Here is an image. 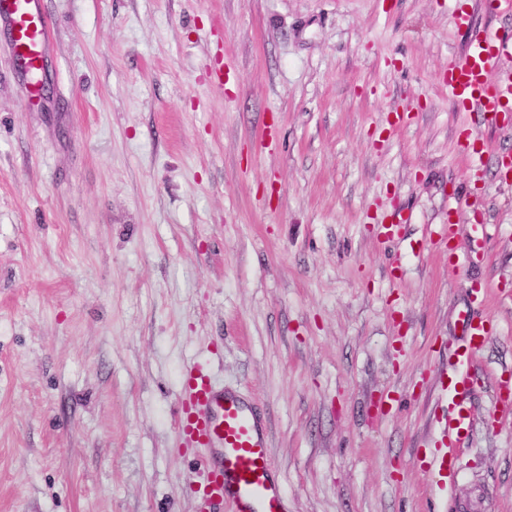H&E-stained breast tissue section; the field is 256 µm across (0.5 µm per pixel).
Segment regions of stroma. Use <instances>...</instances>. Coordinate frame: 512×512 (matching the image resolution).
I'll use <instances>...</instances> for the list:
<instances>
[{"mask_svg": "<svg viewBox=\"0 0 512 512\" xmlns=\"http://www.w3.org/2000/svg\"><path fill=\"white\" fill-rule=\"evenodd\" d=\"M493 0H48L40 108L0 35V512H195L204 364L269 433L288 512H512V112L481 209L439 83ZM222 65L223 89L209 85ZM410 216L386 236L382 218ZM496 333L452 487L430 464L471 289ZM461 202L462 199L456 193L448 194V224H441L439 230L433 231L430 236V242L438 252H445L447 243L452 238L453 224L450 218Z\"/></svg>", "mask_w": 512, "mask_h": 512, "instance_id": "35a3bbf8", "label": "stroma"}]
</instances>
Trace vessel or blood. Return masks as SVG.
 I'll return each instance as SVG.
<instances>
[{
	"label": "vessel or blood",
	"mask_w": 512,
	"mask_h": 512,
	"mask_svg": "<svg viewBox=\"0 0 512 512\" xmlns=\"http://www.w3.org/2000/svg\"><path fill=\"white\" fill-rule=\"evenodd\" d=\"M456 24L471 28L464 56L448 66L443 84L458 111L464 112L461 152L478 164L490 148L474 125V118L494 122L512 107V36L472 29L468 13L458 14ZM0 25L9 34L16 72L27 84V104H40L34 81L43 70L53 44L52 22L43 0H0ZM460 346L449 349L442 375L448 380V415L442 432L441 453L434 468L447 479L456 475L455 458L474 431L469 406L472 365L492 337L489 319L466 310L461 315ZM500 395L492 414L496 420L512 417V380L501 378ZM179 431L190 447L200 452L205 480L199 512H288L283 488L275 476L264 424L243 399L215 388L200 366L185 373L179 403Z\"/></svg>",
	"instance_id": "b4317fda"
}]
</instances>
